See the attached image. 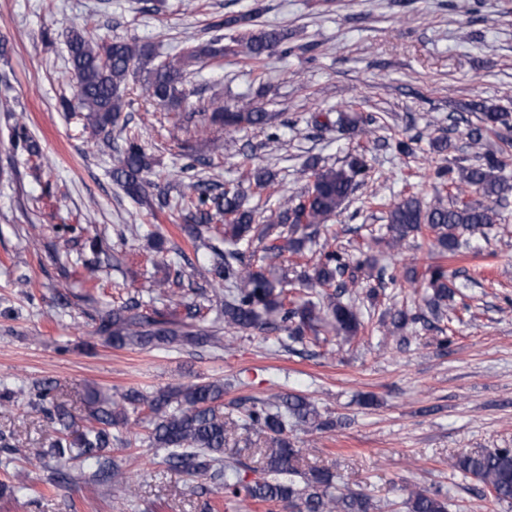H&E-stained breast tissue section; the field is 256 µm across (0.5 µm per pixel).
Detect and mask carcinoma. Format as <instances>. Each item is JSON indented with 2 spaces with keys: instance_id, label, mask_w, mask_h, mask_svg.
I'll use <instances>...</instances> for the list:
<instances>
[{
  "instance_id": "cac0c4a2",
  "label": "carcinoma",
  "mask_w": 512,
  "mask_h": 512,
  "mask_svg": "<svg viewBox=\"0 0 512 512\" xmlns=\"http://www.w3.org/2000/svg\"><path fill=\"white\" fill-rule=\"evenodd\" d=\"M288 30L259 28L248 31L237 41L239 53L247 61L261 62L270 51L282 48L288 53ZM218 35L209 43L183 49L162 63H154L150 45L136 39L96 42L82 29H70L67 40L68 63L76 78L77 99L85 112L87 125L95 136L117 122L123 111L126 79L135 68L146 72L145 96L163 106L176 107L182 95L180 86L186 67L191 63L216 60L230 50ZM211 121L224 125L227 131L241 125L265 126L271 116L245 102L236 112L224 110L213 100ZM470 111L480 113V123L468 129L467 138L475 153V162L467 166L439 165L432 178L437 191H445L451 202L437 196L432 206L423 208L417 197L408 195L388 207L390 236L384 240L390 249L423 232L434 235L433 245L443 258L457 256L468 245L465 235L489 229L501 220L500 207L512 195V179L504 174L505 163L497 156L481 152L485 136L497 134L512 148V115L488 107L485 103L470 104ZM376 118L359 112L338 113L336 125L357 137L373 132ZM150 162L142 146L134 138L115 150L112 178L125 193L141 198L150 182L145 173ZM309 185L297 198L286 197L280 203L276 223L304 226L309 236L335 216L354 186L370 177L371 167L363 156H355L347 167H326L314 161L309 165ZM249 184L261 195L274 184V176L263 168L247 173ZM179 196L187 202L189 218L196 224L223 223L224 238L233 247L224 250V261L207 269L218 286L224 303L225 328L236 332L253 329L285 335L293 343L304 342L307 333L317 332L325 325L336 334L353 338L365 329L362 313L352 300L351 289L357 286L356 272L369 263L355 259L342 250L320 253L313 265V274L304 280L321 288L316 295L290 293L283 278L273 273L274 266L255 267L246 259L245 251L236 245L250 244L251 232L269 241L268 259L284 254H302V240L281 232L272 233L273 225L254 227V208H247L243 196L231 189L219 191L202 181L179 182ZM479 196L470 200L466 193ZM427 287L432 294L425 299L429 313L438 316L450 306L457 283L448 279L442 264L427 269ZM139 303L108 310L100 316L98 331L114 347L180 343L200 346L217 344L221 337L205 331L179 330L168 322L147 317L137 311ZM416 316L406 309L391 314L387 333L397 335ZM241 409L240 430L244 447L231 449L238 458L256 451L257 441L264 440L266 477L245 481L239 471L240 462L224 460L228 445L224 421V383L209 381L167 386L151 392L129 390L120 397H107L98 389L88 393L86 424L73 438L65 435L68 412L54 404L50 423L60 425L63 434L55 444L38 454L58 463L52 482L70 479L75 465L94 462L95 476L108 489L127 495L129 485L120 467L107 456L112 451V427L127 426L129 413L138 414L135 424H146L149 447L163 451L161 463L190 477L211 480L219 485L227 503L253 502L262 512H379V505L364 491L349 489L336 481L329 469L308 471L299 466L301 449L291 438L298 427L319 431L335 428L330 415H322L307 398L295 394H273L266 399H246ZM448 467L470 475L480 483L479 493L491 498L499 507L512 509V448H493L460 454L448 460ZM407 512H449L450 498L440 489L415 488L402 501Z\"/></svg>"
}]
</instances>
